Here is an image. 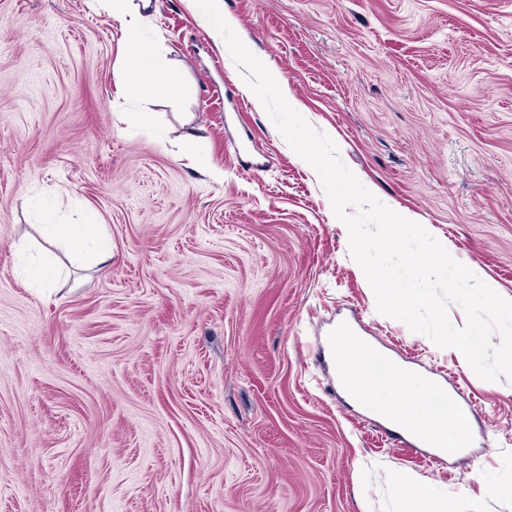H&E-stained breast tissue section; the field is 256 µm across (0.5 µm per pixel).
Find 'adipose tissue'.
I'll return each instance as SVG.
<instances>
[{
  "label": "adipose tissue",
  "instance_id": "adipose-tissue-1",
  "mask_svg": "<svg viewBox=\"0 0 512 512\" xmlns=\"http://www.w3.org/2000/svg\"><path fill=\"white\" fill-rule=\"evenodd\" d=\"M163 59L143 42L137 31L124 41V63L120 91L128 96L163 95L180 92L177 73L161 75ZM338 373L345 390L385 422L433 448L462 446L459 424L451 409H436L445 395L433 380L410 373L387 361L361 337L344 334L336 339ZM402 489V512H447L448 503L420 485L411 473L397 475Z\"/></svg>",
  "mask_w": 512,
  "mask_h": 512
}]
</instances>
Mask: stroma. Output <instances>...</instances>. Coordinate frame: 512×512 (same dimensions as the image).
I'll list each match as a JSON object with an SVG mask.
<instances>
[{
	"label": "stroma",
	"instance_id": "obj_1",
	"mask_svg": "<svg viewBox=\"0 0 512 512\" xmlns=\"http://www.w3.org/2000/svg\"><path fill=\"white\" fill-rule=\"evenodd\" d=\"M224 11L362 184L512 299V0ZM140 24L178 99L118 95L107 0H0V512H400V472L448 512H512V381L378 313L317 172L190 0ZM91 216L111 267L57 248L61 282L31 288L17 244ZM339 320L476 401L465 451L349 400L318 360Z\"/></svg>",
	"mask_w": 512,
	"mask_h": 512
}]
</instances>
